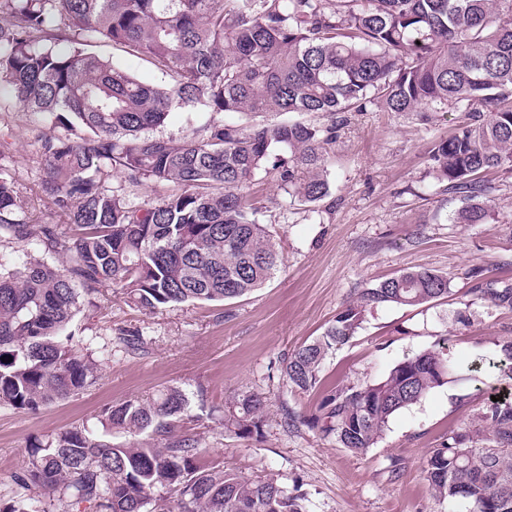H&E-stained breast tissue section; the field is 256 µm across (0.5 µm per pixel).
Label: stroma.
Listing matches in <instances>:
<instances>
[{
    "instance_id": "obj_1",
    "label": "stroma",
    "mask_w": 512,
    "mask_h": 512,
    "mask_svg": "<svg viewBox=\"0 0 512 512\" xmlns=\"http://www.w3.org/2000/svg\"><path fill=\"white\" fill-rule=\"evenodd\" d=\"M463 119L452 109L426 122L374 105L351 113L328 154L332 193L312 210L292 203L275 178L257 181L252 202L283 256L263 288L224 304L198 302L152 314L115 294L78 313L73 331L105 356L100 378L35 413L0 406V504L26 497L14 476L32 443L74 424L96 425L112 404L177 385L205 390L187 429L200 435L212 457L246 474H278L288 489L304 493L309 512H468L464 502L433 497L423 461L428 448L473 419L498 387L493 370L431 390L395 414L362 454L323 437L314 424L324 395L379 380L397 361L437 343L447 342L449 354L465 362L512 340V311L479 299L467 275L478 268L493 287L512 284V172L486 175L493 208L487 223L457 224L461 202L427 162L430 144ZM56 132L51 120L31 122L17 107H0V171L12 176L34 224L64 221L41 188L40 139ZM414 267L447 274V298L418 308L366 310L355 337L326 360L315 389L299 394L283 385L284 355L320 336L363 288ZM122 329L142 332L146 351H126L116 339ZM241 391L268 404L262 436L240 439L200 416ZM462 395L469 398L463 406L457 402ZM285 406L296 412L295 426L282 422Z\"/></svg>"
}]
</instances>
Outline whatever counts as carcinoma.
<instances>
[{
  "label": "carcinoma",
  "instance_id": "carcinoma-1",
  "mask_svg": "<svg viewBox=\"0 0 512 512\" xmlns=\"http://www.w3.org/2000/svg\"><path fill=\"white\" fill-rule=\"evenodd\" d=\"M0 0V93L61 128L41 139L42 191L67 228L32 224L0 174V234L47 254L0 259V406L35 413L92 386L100 361L70 330L109 291L145 312L239 299L271 280L281 252L250 202L269 174L293 202L331 194L327 154L348 112H466L432 144L434 177L460 197L455 223L491 217L484 173L512 171V0ZM99 40L151 64L156 84L91 52ZM236 114L182 138L158 133L170 113ZM320 114L325 123L259 122ZM178 192L137 205L109 173ZM473 292L512 310V285ZM448 297V276L405 269L363 289L322 336L282 360L294 392L319 382L326 358L350 342L362 312ZM146 351L139 331L117 337ZM512 383V341L485 358ZM459 364L443 347L397 362L381 379L325 397L317 423L355 453L372 447L398 411L448 383ZM486 399L476 419L427 451L433 496L470 512H512V394ZM192 395L167 386L105 409L101 429L76 424L29 448L16 482L29 501L0 512H308L278 475L247 476L205 459L184 430ZM266 403L242 393L219 424L260 436ZM118 433L134 438L113 443Z\"/></svg>",
  "mask_w": 512,
  "mask_h": 512
}]
</instances>
